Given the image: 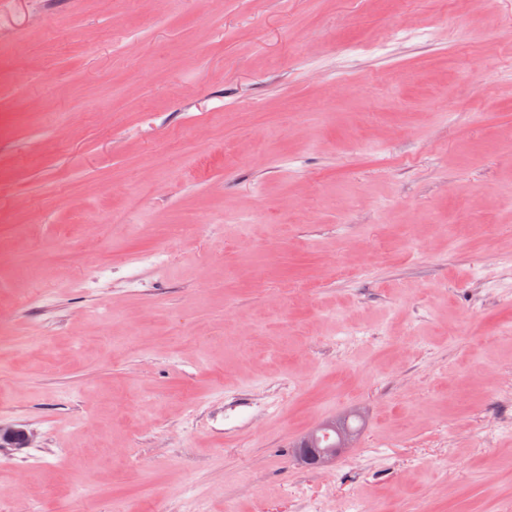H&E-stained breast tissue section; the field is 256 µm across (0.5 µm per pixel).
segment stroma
<instances>
[{"label":"stroma","instance_id":"1","mask_svg":"<svg viewBox=\"0 0 512 512\" xmlns=\"http://www.w3.org/2000/svg\"><path fill=\"white\" fill-rule=\"evenodd\" d=\"M0 424V512H512V0H0ZM358 415H350L348 417L333 418L325 421L326 428L320 434L319 445H314L310 442L309 433H307L295 446V448H322L332 444L336 441V436L339 432H355L359 435V428L350 423V419L356 420Z\"/></svg>","mask_w":512,"mask_h":512}]
</instances>
